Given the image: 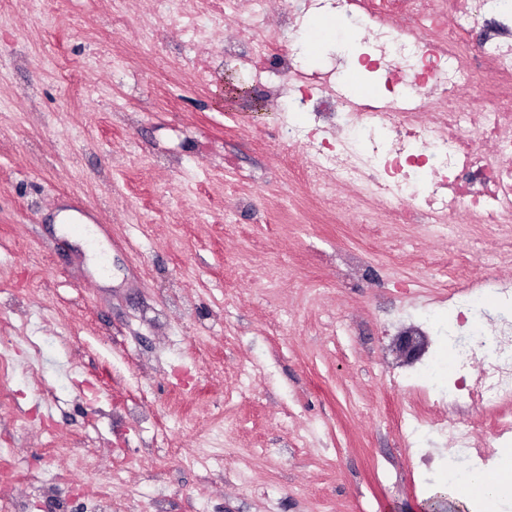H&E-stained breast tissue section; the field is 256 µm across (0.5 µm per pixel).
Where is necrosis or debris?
<instances>
[{
  "instance_id": "1",
  "label": "necrosis or debris",
  "mask_w": 512,
  "mask_h": 512,
  "mask_svg": "<svg viewBox=\"0 0 512 512\" xmlns=\"http://www.w3.org/2000/svg\"><path fill=\"white\" fill-rule=\"evenodd\" d=\"M329 2L285 0L276 21L267 0H154L142 41L157 37L159 21L178 17L202 79L213 68L215 34L246 14L224 55L243 57L260 79L276 68L283 82L268 85L267 99L285 93L290 108L315 115L310 128L282 117L278 136L303 145L316 194L328 200L337 185H349L361 200L391 204L393 223L447 242V257L423 253L420 263L458 274L448 306L459 334L448 353L459 366L481 365L477 376L448 381V452L487 460L492 449L480 447L464 416L495 413L496 439H512V321L480 301L489 294L512 305V283L496 276L512 266V8L504 0H353L346 22L365 27L373 48L360 65L384 73L382 90L355 94L341 73L299 66L291 49L303 18L326 13ZM476 225L496 245L481 246ZM477 267L482 276L467 278ZM69 454L55 451L57 469L42 482L47 499L61 507L74 496L116 512L112 476L62 479Z\"/></svg>"
}]
</instances>
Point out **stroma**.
Here are the masks:
<instances>
[{"label":"stroma","mask_w":512,"mask_h":512,"mask_svg":"<svg viewBox=\"0 0 512 512\" xmlns=\"http://www.w3.org/2000/svg\"><path fill=\"white\" fill-rule=\"evenodd\" d=\"M113 7L59 0L45 23L0 0V470L20 474L15 500L49 512L53 449L82 448L73 477L123 465L118 494L166 512H420L448 481V442L401 425L414 396L383 377L407 312L444 328L448 306L435 271L396 255L412 227L337 223L304 187L302 149L273 142L279 115L244 63L195 84L177 17L142 55L151 0L121 25ZM339 37L313 15L295 49L308 69L346 68ZM228 73L244 94H223ZM274 260L292 278L268 294L256 273Z\"/></svg>","instance_id":"35a3bbf8"}]
</instances>
